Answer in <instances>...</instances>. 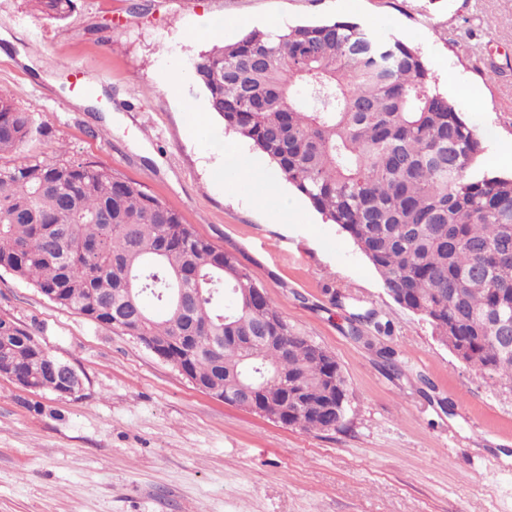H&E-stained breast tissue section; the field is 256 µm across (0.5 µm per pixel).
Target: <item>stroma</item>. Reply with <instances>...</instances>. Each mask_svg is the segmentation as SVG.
I'll list each match as a JSON object with an SVG mask.
<instances>
[{"instance_id": "35a3bbf8", "label": "stroma", "mask_w": 512, "mask_h": 512, "mask_svg": "<svg viewBox=\"0 0 512 512\" xmlns=\"http://www.w3.org/2000/svg\"><path fill=\"white\" fill-rule=\"evenodd\" d=\"M334 19L419 48L481 139V167L512 173V0H75L61 21L0 0V93L41 128L20 156L61 147L142 184L251 271L293 330L335 357L348 391L339 430L283 425L0 270V315L83 380L62 397L0 376V512H512V389L397 304L251 143L217 115L196 120L208 107L191 75L200 51ZM371 310L389 334L367 324L353 337L350 315Z\"/></svg>"}]
</instances>
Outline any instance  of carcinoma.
Returning <instances> with one entry per match:
<instances>
[{"label": "carcinoma", "mask_w": 512, "mask_h": 512, "mask_svg": "<svg viewBox=\"0 0 512 512\" xmlns=\"http://www.w3.org/2000/svg\"><path fill=\"white\" fill-rule=\"evenodd\" d=\"M64 20L74 0H36ZM210 110L252 143L381 275L387 294L420 316L457 359L512 383V176L477 166V134L417 48L335 20L257 28L192 63ZM15 97L0 94V159L32 135ZM54 304L123 335L181 341L166 361L216 395L266 379V415L294 393L281 423L305 431L342 425L326 405L347 401L331 354L295 333L270 299L249 308L257 282L233 255L199 238L140 185L63 149L0 164V270ZM178 288L200 297L187 314ZM135 307L141 326L115 313ZM273 342L249 341L257 325ZM0 347L28 372L39 342L0 315Z\"/></svg>", "instance_id": "1"}]
</instances>
